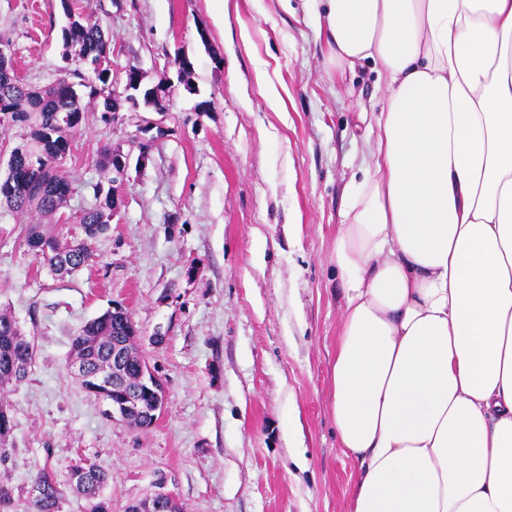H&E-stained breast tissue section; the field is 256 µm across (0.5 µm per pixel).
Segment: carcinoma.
<instances>
[{
	"mask_svg": "<svg viewBox=\"0 0 512 512\" xmlns=\"http://www.w3.org/2000/svg\"><path fill=\"white\" fill-rule=\"evenodd\" d=\"M63 12L64 46L74 50L63 59L77 62V67L65 68L60 78L45 89L26 84L12 64L7 72L0 71V128L27 129L22 142L11 151L4 176H0V202L16 213L34 209L58 220L56 224H31L27 234V245L57 275L73 274L86 264L90 257L88 242L109 230L112 211L120 206L112 186L117 178H109L108 187L100 182L91 185L93 200L77 216L83 233V245H77L67 225L59 223L72 184L59 172L57 163L95 113H100V122L112 123L122 106V101L112 96V89L121 82L133 87L138 78L134 64L117 73L110 66L101 70L92 67L112 55L109 37L78 4H70ZM120 155L122 152L112 145H105L100 151L103 170L110 173L118 167ZM70 358L85 366L77 379L93 397L118 404L126 395L137 398L144 412L123 414L119 420L139 428L150 426L145 413L154 409L155 396L138 382L146 361L129 313L109 309L85 323L72 338ZM34 361V343L10 314L0 311V389L25 379ZM100 372L108 373L110 387L105 389L94 382ZM109 479V474L93 463L69 466L68 486L84 500L85 512H112V500L103 493ZM30 495L32 512H62L65 495L53 472L37 470Z\"/></svg>",
	"mask_w": 512,
	"mask_h": 512,
	"instance_id": "carcinoma-1",
	"label": "carcinoma"
}]
</instances>
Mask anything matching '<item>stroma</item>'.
Listing matches in <instances>:
<instances>
[{
  "mask_svg": "<svg viewBox=\"0 0 512 512\" xmlns=\"http://www.w3.org/2000/svg\"><path fill=\"white\" fill-rule=\"evenodd\" d=\"M83 3L112 40L113 69L137 64L146 88L173 73L176 53L194 70L166 111L90 120L61 159L73 214L103 178L102 147L128 158L119 212L87 266L52 274L26 244L36 216L0 206V310L36 348L28 377L0 395L12 419L0 483L14 512H30L36 469L63 482L82 459L109 473L112 512L163 477L182 512H344L358 469L330 407L343 305L332 248L346 189L370 162L384 81L371 63L341 72L328 61L311 22L324 0ZM64 23L60 0H0V40L29 84L58 78ZM116 305L165 386L145 429L106 418L69 369L72 336Z\"/></svg>",
  "mask_w": 512,
  "mask_h": 512,
  "instance_id": "35a3bbf8",
  "label": "stroma"
}]
</instances>
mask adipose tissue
<instances>
[{"mask_svg": "<svg viewBox=\"0 0 512 512\" xmlns=\"http://www.w3.org/2000/svg\"><path fill=\"white\" fill-rule=\"evenodd\" d=\"M385 75L334 244L346 512H512V0H327Z\"/></svg>", "mask_w": 512, "mask_h": 512, "instance_id": "adipose-tissue-1", "label": "adipose tissue"}]
</instances>
